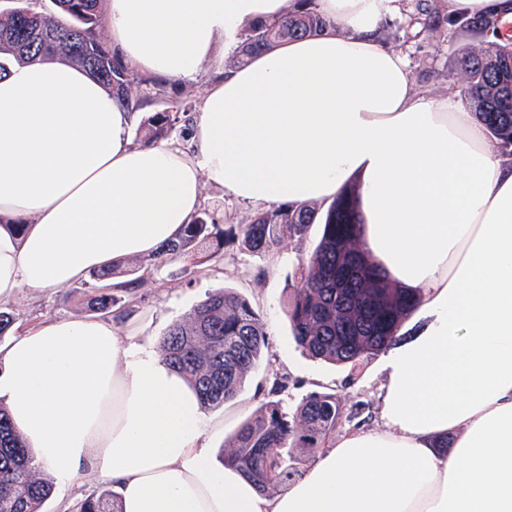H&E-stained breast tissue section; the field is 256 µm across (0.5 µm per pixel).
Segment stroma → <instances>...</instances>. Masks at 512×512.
<instances>
[{
  "label": "stroma",
  "instance_id": "35a3bbf8",
  "mask_svg": "<svg viewBox=\"0 0 512 512\" xmlns=\"http://www.w3.org/2000/svg\"><path fill=\"white\" fill-rule=\"evenodd\" d=\"M472 43V38L462 33L449 35L444 42L418 38L406 49L411 83L435 99L459 97L458 88L448 80L426 81L421 72L428 66L453 69L454 49ZM232 56V51L228 50L218 61L205 63L194 80L172 81L168 98L151 101L134 114L130 134H137L148 118L176 101L186 109L187 115L183 132L173 134L171 141L184 152L193 153L191 130L204 95L216 76L233 70ZM200 193L202 209L216 214L221 227L227 230L250 223L263 210L262 205L239 201L207 182L202 183ZM319 235V225H311L306 236L285 238L272 255L265 257L241 251L233 237L228 236L219 261L202 265L188 258L167 261L138 288L136 297L127 299L124 316L112 321L119 334H132L134 343L155 350L169 325L188 314L208 292L216 289H233L261 314L268 330V350L263 365L251 374L235 401L204 413L209 422L205 440L213 458H220L222 450L228 448L241 422L273 397L269 389L274 380L281 378L286 379L287 387L273 398L291 411L313 392L336 394L341 408L336 437L382 427L380 396L387 377L384 355L374 356L354 373L309 357L292 336L286 317L293 294L291 280L295 268L312 251ZM5 309L14 318L12 329L16 332L47 319L80 320L94 316L86 289L75 284L39 294L26 287L19 288ZM102 488L93 472H85L72 484L55 486L43 512H77L81 500Z\"/></svg>",
  "mask_w": 512,
  "mask_h": 512
}]
</instances>
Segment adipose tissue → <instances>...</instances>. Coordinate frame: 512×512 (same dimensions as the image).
<instances>
[{"label":"adipose tissue","instance_id":"obj_1","mask_svg":"<svg viewBox=\"0 0 512 512\" xmlns=\"http://www.w3.org/2000/svg\"><path fill=\"white\" fill-rule=\"evenodd\" d=\"M294 0H107L125 64L173 80ZM333 27L220 77L196 152L133 145L131 113L68 61L0 76V302L176 240L207 181L255 204L359 185L358 243L424 300L388 358L382 431L321 452L275 496L219 465L195 390L106 320H50L0 348V398L60 484L93 471L120 512H512V162L460 100L417 92L374 39L397 0H317ZM498 18L512 0H443ZM25 223L17 233L16 223ZM452 439L451 448L441 442Z\"/></svg>","mask_w":512,"mask_h":512}]
</instances>
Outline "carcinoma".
Wrapping results in <instances>:
<instances>
[{
	"label": "carcinoma",
	"instance_id": "obj_1",
	"mask_svg": "<svg viewBox=\"0 0 512 512\" xmlns=\"http://www.w3.org/2000/svg\"><path fill=\"white\" fill-rule=\"evenodd\" d=\"M103 0H53L55 11H39L32 0H14L0 11V74L13 65L46 57L65 59L86 69L129 112L164 97L169 80L143 76L111 53L99 34ZM497 24L487 17L442 14L430 0H402L398 29L407 44L422 35L435 38L463 31L485 41L478 48L456 50L454 69L437 71L459 84L473 112L505 149L512 148V40L487 41ZM329 22L316 0H296L294 11L250 26L235 48L241 64L254 55L288 41L323 32ZM183 122L179 112H157L148 122L145 143L166 140ZM356 188L350 184L325 211L308 203H281L256 214L239 229L242 250L265 256L286 237L302 238L312 224L322 226L319 242L297 267L293 299L287 317L295 342L312 358L352 371L389 348L405 321L419 308L422 297L392 284L359 249L361 224ZM224 229L214 214L203 211L185 225L179 238L162 246L139 275L112 284L114 266L98 270L91 284L90 306L119 318L122 299L132 295L152 268L176 258L216 261L223 255ZM268 349L266 324L252 304L228 288L218 289L173 322L159 344V354L180 370L196 389L201 410H213L238 398L250 374ZM340 407L336 394L313 392L296 412L279 401L264 403L236 432L224 465L244 470L266 493L288 486L295 469L289 449L322 447L336 429ZM52 483L33 461L26 442L10 421L0 400V512H40L51 496ZM78 512H119L114 492L105 489L79 504Z\"/></svg>",
	"mask_w": 512,
	"mask_h": 512
}]
</instances>
